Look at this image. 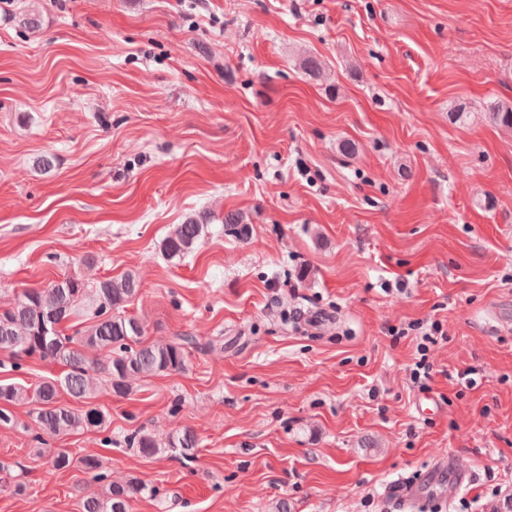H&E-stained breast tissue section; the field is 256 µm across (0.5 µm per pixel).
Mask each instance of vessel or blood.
Segmentation results:
<instances>
[{"label":"vessel or blood","instance_id":"b4317fda","mask_svg":"<svg viewBox=\"0 0 512 512\" xmlns=\"http://www.w3.org/2000/svg\"><path fill=\"white\" fill-rule=\"evenodd\" d=\"M467 480V475L458 468L453 457L442 456L414 481L391 486L388 501L396 512H422L431 499L452 498Z\"/></svg>","mask_w":512,"mask_h":512}]
</instances>
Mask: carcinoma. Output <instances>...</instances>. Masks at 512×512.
Wrapping results in <instances>:
<instances>
[{"mask_svg": "<svg viewBox=\"0 0 512 512\" xmlns=\"http://www.w3.org/2000/svg\"><path fill=\"white\" fill-rule=\"evenodd\" d=\"M489 117L494 124L512 129L511 105L492 106ZM208 220L207 216L189 217L177 225L163 242L164 252L170 256L191 252ZM224 224L242 238H248L240 213L224 214ZM137 292L138 281L131 273L105 278L93 288L77 278L66 277L45 288H27L9 306L0 308V353L8 355L16 366L25 358H38L64 369L60 376L45 378L32 388L0 384V403L34 405L31 415L39 429L36 439L106 425V415L97 408L78 412L60 403L63 392L82 401L105 386L122 396L131 391L134 380L185 369L189 338L141 342L143 324L125 315L126 305ZM82 305L89 309L93 323L80 335H69L67 324L79 315ZM97 351L110 352L108 362L92 357ZM125 444L143 456L161 452L155 440L140 430L127 435ZM169 447L178 449L182 459L191 460L198 440L192 431L185 430ZM42 453L55 470L76 466L94 482L106 480L94 455H79L68 448H44ZM147 493V485L136 478L123 484L111 483L105 495L83 500L81 512H129L131 502Z\"/></svg>", "mask_w": 512, "mask_h": 512, "instance_id": "obj_1", "label": "carcinoma"}]
</instances>
